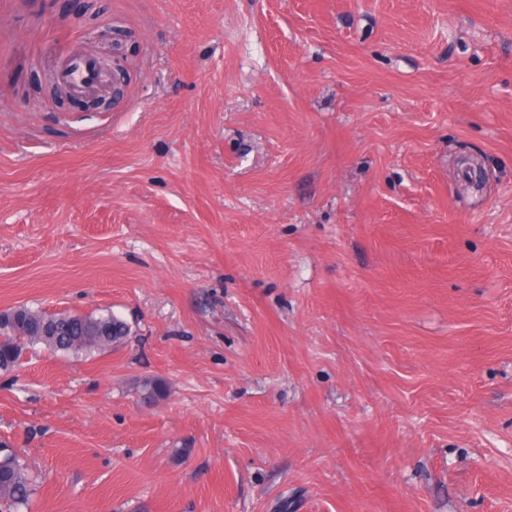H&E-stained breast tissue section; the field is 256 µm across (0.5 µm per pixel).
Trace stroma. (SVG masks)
Instances as JSON below:
<instances>
[{
    "mask_svg": "<svg viewBox=\"0 0 512 512\" xmlns=\"http://www.w3.org/2000/svg\"><path fill=\"white\" fill-rule=\"evenodd\" d=\"M92 2L0 0V310L133 327L0 375L28 512H512V0ZM60 77L77 97L105 92L112 84L111 70L100 67L92 58L78 54L66 59Z\"/></svg>",
    "mask_w": 512,
    "mask_h": 512,
    "instance_id": "1",
    "label": "stroma"
}]
</instances>
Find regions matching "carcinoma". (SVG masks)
I'll return each mask as SVG.
<instances>
[{"mask_svg":"<svg viewBox=\"0 0 512 512\" xmlns=\"http://www.w3.org/2000/svg\"><path fill=\"white\" fill-rule=\"evenodd\" d=\"M131 335L129 323L108 309L49 314L25 304L11 307L0 312V372L19 367L23 354L35 345L55 353L82 354L121 344ZM139 393L143 401L155 403L166 396V384L146 378ZM33 491L29 465L10 445L0 442V512H20Z\"/></svg>","mask_w":512,"mask_h":512,"instance_id":"cac0c4a2","label":"carcinoma"}]
</instances>
